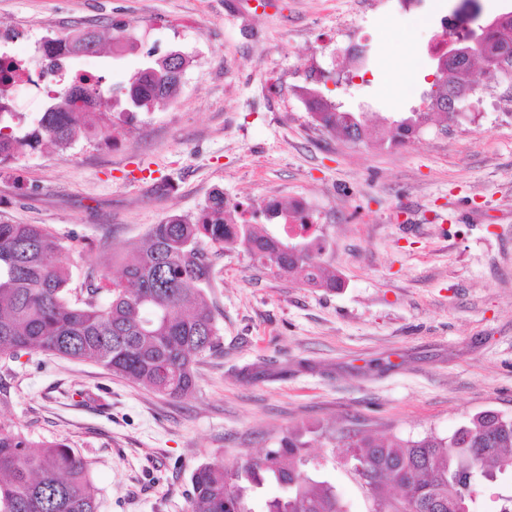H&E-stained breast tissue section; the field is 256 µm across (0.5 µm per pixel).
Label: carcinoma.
<instances>
[{"label":"carcinoma","mask_w":512,"mask_h":512,"mask_svg":"<svg viewBox=\"0 0 512 512\" xmlns=\"http://www.w3.org/2000/svg\"><path fill=\"white\" fill-rule=\"evenodd\" d=\"M57 47L41 54L37 69L47 78L49 104L27 127L9 109L6 84L12 73H31L22 62L0 55V167L50 144L64 153L78 133L95 144L113 139L116 121L133 119L169 99L190 60L180 51L150 58L120 88L105 77L68 68L64 59L96 53L100 36L92 30L50 38ZM480 54L512 69V26L486 34ZM492 70L454 67L450 77L432 82L423 94L425 110L414 112L392 132L404 143L435 112L448 114L452 96L467 97L490 87ZM312 119L329 132L362 142L371 131L353 112L316 89L306 91ZM83 101L76 112L73 102ZM236 245L276 277L302 274L312 288H335L338 278L315 261L323 245L292 243L256 224L224 223V193L217 190L193 219L175 216L155 224L134 246L118 278L90 269L79 292L71 288L64 245L45 224L0 222V353L31 351L92 361L112 375L163 397L181 398L194 386L197 357L219 345V328L205 289L217 273L200 243ZM345 459L363 484L377 512H428V503H447L444 512H461L466 501L512 476V417L483 411L451 435L383 441L368 434L342 436ZM298 434L261 455L245 454L235 463L202 464L192 475L190 512H253L258 490L273 482L281 490L266 512H346L333 485L314 478L319 461ZM89 463L63 441H34L0 426V512H97Z\"/></svg>","instance_id":"cac0c4a2"}]
</instances>
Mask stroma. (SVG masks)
Instances as JSON below:
<instances>
[{"label":"stroma","mask_w":512,"mask_h":512,"mask_svg":"<svg viewBox=\"0 0 512 512\" xmlns=\"http://www.w3.org/2000/svg\"><path fill=\"white\" fill-rule=\"evenodd\" d=\"M459 0H0V53L33 59L80 29L111 47L73 69L125 85L148 53H185L170 101L0 170V220L61 238L74 284L118 272L152 225L196 217L215 191L264 223L270 198L310 204L316 259L335 289L274 278L211 246L221 350L170 400L89 361L0 355V424L68 443L89 462L98 512H189L191 476L302 434L347 512H372L331 432L448 436L475 414L512 417V100L477 92L408 142H346L314 125L315 87L369 124L422 108L442 20ZM369 51L359 66L348 47ZM419 77L397 78L406 58Z\"/></svg>","instance_id":"1"}]
</instances>
